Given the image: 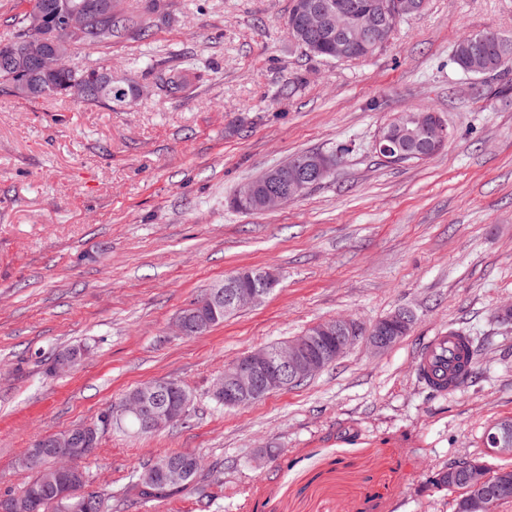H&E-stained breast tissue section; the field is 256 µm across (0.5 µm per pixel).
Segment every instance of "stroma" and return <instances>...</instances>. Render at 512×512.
I'll list each match as a JSON object with an SVG mask.
<instances>
[{
	"label": "stroma",
	"mask_w": 512,
	"mask_h": 512,
	"mask_svg": "<svg viewBox=\"0 0 512 512\" xmlns=\"http://www.w3.org/2000/svg\"><path fill=\"white\" fill-rule=\"evenodd\" d=\"M148 27L89 53L145 92L128 108L33 103L0 92V495L30 472L32 443L96 420L124 394L175 380L194 395L183 422L150 436L103 432L80 465L109 512H455L429 478L484 452L512 418V71L452 61L468 33L512 38V0H426L365 59L322 61L287 33L291 0H125ZM202 79L172 98L155 66ZM430 108L454 134L433 158L380 161L394 114ZM336 150L334 173L268 211L229 205L239 185L293 154ZM271 268L275 292L203 336L172 322L214 284ZM412 309L384 353L358 344L302 385L222 408L213 382L258 347L341 316L372 324ZM457 327L477 379L430 395L418 361ZM90 352L70 374L55 353ZM220 471L144 500L133 472L167 452Z\"/></svg>",
	"instance_id": "obj_1"
}]
</instances>
